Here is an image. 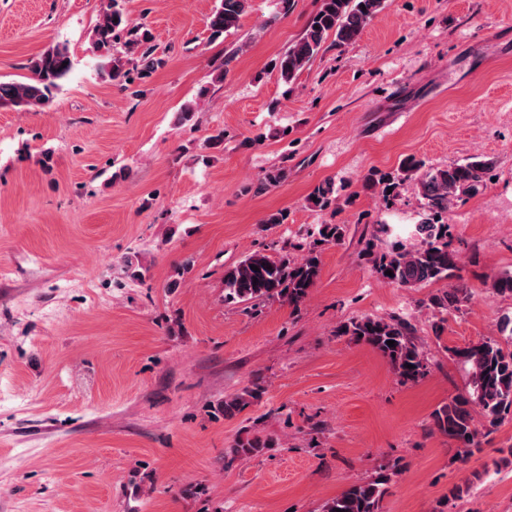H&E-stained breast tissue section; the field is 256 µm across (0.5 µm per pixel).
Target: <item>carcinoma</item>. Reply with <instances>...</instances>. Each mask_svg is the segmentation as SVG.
<instances>
[{
    "label": "carcinoma",
    "instance_id": "carcinoma-1",
    "mask_svg": "<svg viewBox=\"0 0 512 512\" xmlns=\"http://www.w3.org/2000/svg\"><path fill=\"white\" fill-rule=\"evenodd\" d=\"M248 0H219L208 20L211 35L219 37L239 27ZM387 6V0H321L319 10L310 18L302 36L278 56L273 64L280 77L293 81L323 50L328 38L337 47L356 43L368 23ZM93 53L100 59L99 74L110 80L133 82L164 67L165 58L155 52L147 30L131 25L122 0H103L100 19L92 31ZM73 67L68 48L48 46L32 57L27 65L30 76L25 81L0 82V107L26 111L45 108L60 90ZM424 164L413 158L405 160L394 173L370 174L367 182L379 188L387 199L405 179L419 176L420 193L430 216L415 225L419 244L411 250L395 248L374 260L373 271L388 284L413 288L427 282L453 277L460 256L448 241V225L435 218L448 211L454 200L478 192L490 169V163L474 160L445 168L423 170ZM308 200L324 211L333 203V187L325 182L313 189ZM341 224H321L319 244L341 241ZM257 266L254 271L251 266ZM391 271L393 276L386 275ZM320 273V257L315 249L299 259L284 254L276 259L266 254L245 256L224 272V302L248 303L274 300L296 304L304 299ZM490 288L500 295H512V272L495 276ZM471 295L464 288H450L429 298V307L438 313L459 311ZM339 335L362 342L386 358L399 379L416 382L425 375L424 354L411 339V326L398 318L353 319L339 328ZM394 341V346L387 341ZM453 354L466 368L465 390L441 405L432 414L435 429L457 443L461 460L480 450L484 436L477 425L479 413L492 426L512 416V350L489 338L465 352ZM266 448V442L254 437L238 444L235 453L250 458ZM392 473L381 470L368 480L349 485L321 506V512H380V502L387 492Z\"/></svg>",
    "mask_w": 512,
    "mask_h": 512
}]
</instances>
